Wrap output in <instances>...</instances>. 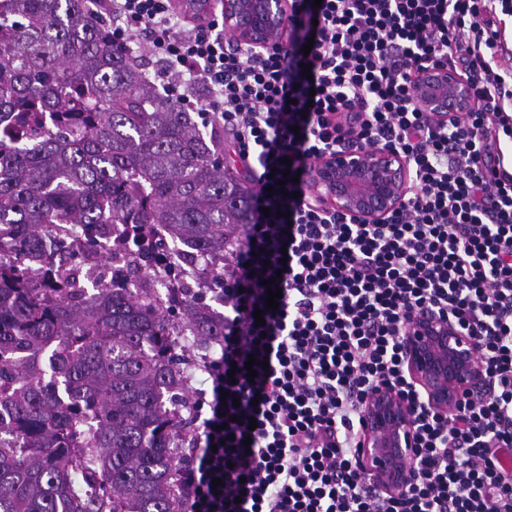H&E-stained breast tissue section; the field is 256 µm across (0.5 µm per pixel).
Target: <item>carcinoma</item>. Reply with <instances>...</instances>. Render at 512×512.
I'll use <instances>...</instances> for the list:
<instances>
[{
	"instance_id": "obj_1",
	"label": "carcinoma",
	"mask_w": 512,
	"mask_h": 512,
	"mask_svg": "<svg viewBox=\"0 0 512 512\" xmlns=\"http://www.w3.org/2000/svg\"><path fill=\"white\" fill-rule=\"evenodd\" d=\"M52 112L55 127L14 115ZM223 139L158 94L95 26L88 0H0V512H185L188 346L150 288L168 244L224 282L249 189ZM69 224L98 247L120 225L140 251L124 281L76 274ZM197 347L224 318L183 289Z\"/></svg>"
}]
</instances>
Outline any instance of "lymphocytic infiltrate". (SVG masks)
<instances>
[{
	"label": "lymphocytic infiltrate",
	"mask_w": 512,
	"mask_h": 512,
	"mask_svg": "<svg viewBox=\"0 0 512 512\" xmlns=\"http://www.w3.org/2000/svg\"><path fill=\"white\" fill-rule=\"evenodd\" d=\"M292 3L287 46L256 51L215 13L190 21L172 0H103L113 45L143 42L168 96L231 135L256 186L225 261L224 342L205 364L188 512H512L500 463L512 450V173L493 159L512 132V90L494 69L495 0ZM430 60L471 84V112L440 123L413 106L409 76ZM359 146L395 151L416 173L382 224L307 203L317 155ZM287 172L298 183L267 194ZM422 307L475 340L484 375L443 415L405 371L402 332ZM382 384L416 408L415 478L395 496L359 466L366 401Z\"/></svg>",
	"instance_id": "obj_1"
}]
</instances>
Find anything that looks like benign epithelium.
I'll return each mask as SVG.
<instances>
[{
    "instance_id": "7a95c632",
    "label": "benign epithelium",
    "mask_w": 512,
    "mask_h": 512,
    "mask_svg": "<svg viewBox=\"0 0 512 512\" xmlns=\"http://www.w3.org/2000/svg\"><path fill=\"white\" fill-rule=\"evenodd\" d=\"M290 21L288 0H224V31L239 42L284 45ZM410 82L417 110L436 119L462 116L473 107L470 86L445 64L414 69ZM412 181L408 162L392 150L329 149L314 161L309 196L318 209L360 224H380L402 210ZM402 347L408 377L431 411L447 413L483 383L475 342L443 312L422 308L411 314ZM414 412L385 386L366 402L360 469L391 495L401 493L414 477Z\"/></svg>"
}]
</instances>
